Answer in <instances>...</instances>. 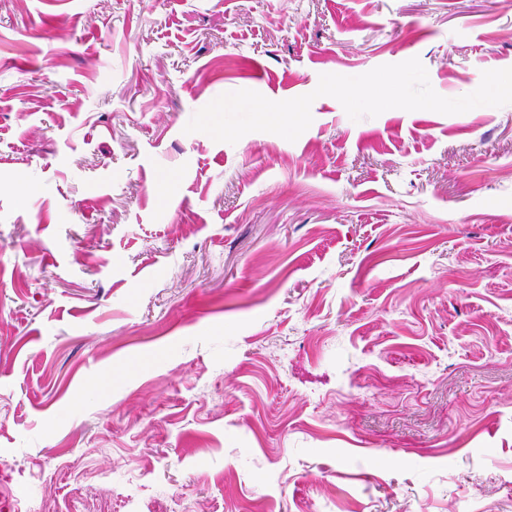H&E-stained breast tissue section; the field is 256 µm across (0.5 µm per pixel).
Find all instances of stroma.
Segmentation results:
<instances>
[{"mask_svg": "<svg viewBox=\"0 0 512 512\" xmlns=\"http://www.w3.org/2000/svg\"><path fill=\"white\" fill-rule=\"evenodd\" d=\"M414 57L512 0H0V503L512 512V104L184 131Z\"/></svg>", "mask_w": 512, "mask_h": 512, "instance_id": "35a3bbf8", "label": "stroma"}]
</instances>
